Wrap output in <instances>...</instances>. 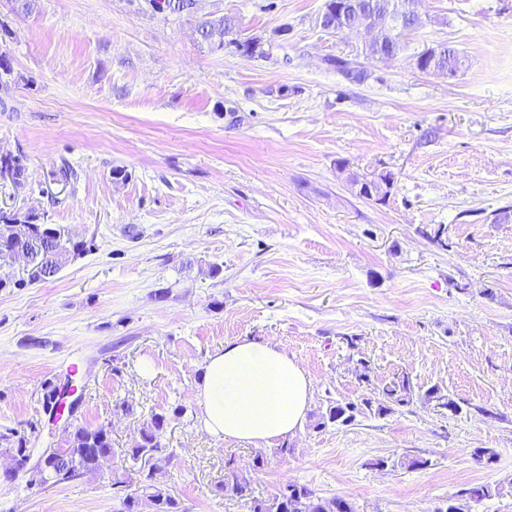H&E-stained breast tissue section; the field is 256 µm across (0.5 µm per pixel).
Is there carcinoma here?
Listing matches in <instances>:
<instances>
[{
  "label": "carcinoma",
  "instance_id": "carcinoma-1",
  "mask_svg": "<svg viewBox=\"0 0 512 512\" xmlns=\"http://www.w3.org/2000/svg\"><path fill=\"white\" fill-rule=\"evenodd\" d=\"M383 2L385 0H358L356 19L363 21L375 18L383 23L386 20ZM235 24L222 17L206 19L198 23L197 32L201 40L214 51L224 49V44H239L231 38ZM427 62L438 64L455 71L463 66V56L453 48L427 47L421 52ZM325 62L336 68L346 79L353 83H362L368 77V71L362 64L338 56H329ZM14 220L17 222V233L7 235L5 228L0 227V263L12 260L13 254L22 249L28 250L31 263L22 277L9 285L0 281V289L9 286L23 288L44 282L56 276L63 267L72 260L83 257L97 249L95 243L74 239L70 231L60 224H38L27 216L21 220L17 216L0 212V222ZM419 394L411 378L407 374L396 377L390 384L378 390L375 397L364 398L361 404L353 402L336 404L329 407L322 420L348 423L355 419V413L367 410L379 415L394 411L396 407L407 406ZM423 396L436 402L440 408L453 413L462 411V406L455 399L444 393L439 387L427 389ZM168 419L162 413H153L143 423L131 447L126 451L133 466L138 468L137 488L129 490L122 481L112 482L116 489V498L120 499L119 512H140V504L149 502L153 512H182L179 501L169 490L157 482L155 475L162 465L169 464L175 457V450L163 442V433ZM35 430V425L9 428L0 432V454L6 455L13 461L14 470L3 475V481L14 483L24 480L26 487H55L74 482L88 474L99 471L101 461L112 454V439L108 426L101 424L95 427L85 426L78 422V417L69 415L65 428L66 446L52 448L43 455L42 460L35 466L27 462L28 431ZM250 481L234 465L225 467L224 481L216 485V491H232L241 496L249 490ZM499 493V490L489 485H473L457 492L456 497L466 499L471 503H479ZM279 504L261 498L251 499V512H333V504L346 503L345 512H356L355 506L345 498H323L305 485L288 484L277 496Z\"/></svg>",
  "mask_w": 512,
  "mask_h": 512
}]
</instances>
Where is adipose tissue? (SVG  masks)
<instances>
[{
  "label": "adipose tissue",
  "instance_id": "1",
  "mask_svg": "<svg viewBox=\"0 0 512 512\" xmlns=\"http://www.w3.org/2000/svg\"><path fill=\"white\" fill-rule=\"evenodd\" d=\"M312 382L298 361L269 340L232 338L209 354L195 385L199 422L213 439L273 445L303 426Z\"/></svg>",
  "mask_w": 512,
  "mask_h": 512
}]
</instances>
